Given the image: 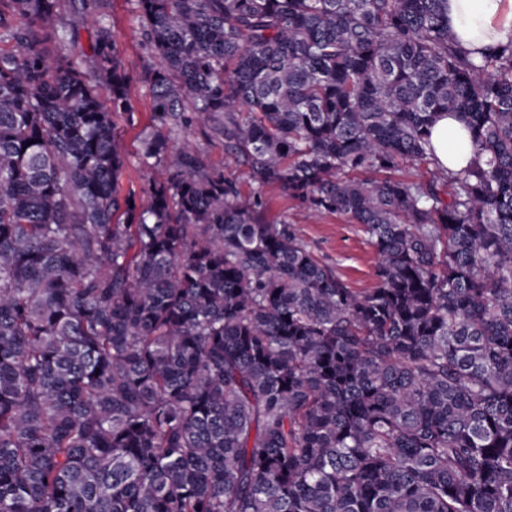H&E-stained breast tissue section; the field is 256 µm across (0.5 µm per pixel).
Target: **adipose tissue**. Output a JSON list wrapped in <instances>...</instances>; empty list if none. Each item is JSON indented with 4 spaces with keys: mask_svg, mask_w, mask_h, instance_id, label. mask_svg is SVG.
<instances>
[{
    "mask_svg": "<svg viewBox=\"0 0 512 512\" xmlns=\"http://www.w3.org/2000/svg\"><path fill=\"white\" fill-rule=\"evenodd\" d=\"M448 26L467 51H486L512 38V0H448ZM441 165L457 170L473 156L469 134L456 115H442L431 129Z\"/></svg>",
    "mask_w": 512,
    "mask_h": 512,
    "instance_id": "adipose-tissue-1",
    "label": "adipose tissue"
}]
</instances>
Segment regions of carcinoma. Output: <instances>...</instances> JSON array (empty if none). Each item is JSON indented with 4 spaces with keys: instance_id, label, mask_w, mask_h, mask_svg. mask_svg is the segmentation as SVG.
Returning a JSON list of instances; mask_svg holds the SVG:
<instances>
[{
    "instance_id": "1",
    "label": "carcinoma",
    "mask_w": 512,
    "mask_h": 512,
    "mask_svg": "<svg viewBox=\"0 0 512 512\" xmlns=\"http://www.w3.org/2000/svg\"><path fill=\"white\" fill-rule=\"evenodd\" d=\"M127 2L138 196L111 0H0V512H512V40L474 60L448 0ZM271 185L362 225L375 287ZM108 25L116 35V51L130 75V99L135 110V125L120 124L125 149L129 155L128 164L120 180L123 194L134 192L140 194L141 189L151 176L149 169L140 167V136L144 128L151 124L153 101L148 88L141 81L145 68L157 65L158 60L151 58L144 51L138 21L130 11L126 0H112ZM430 139L436 157L447 169H460L473 156L469 134L456 115L443 114L433 125ZM194 138L212 165L224 169V173L226 174L231 172L235 173V175L239 178L242 187L246 190L249 188V182L246 176L240 171L235 170L234 166L231 164L230 158L224 153V148L222 145H209L206 141L203 140L198 132L194 134ZM265 193L270 222L294 224L298 237L317 258L333 267L349 288L366 291L375 286L376 254L359 224H350L342 216L303 210L275 185Z\"/></svg>"
}]
</instances>
